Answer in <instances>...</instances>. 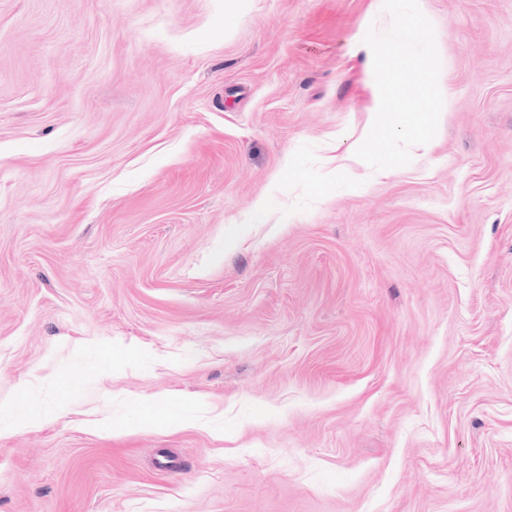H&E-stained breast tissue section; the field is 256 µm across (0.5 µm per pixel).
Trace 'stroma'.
Wrapping results in <instances>:
<instances>
[{"label":"stroma","mask_w":512,"mask_h":512,"mask_svg":"<svg viewBox=\"0 0 512 512\" xmlns=\"http://www.w3.org/2000/svg\"><path fill=\"white\" fill-rule=\"evenodd\" d=\"M419 4L390 172L381 0H0V512H512V0Z\"/></svg>","instance_id":"stroma-1"}]
</instances>
